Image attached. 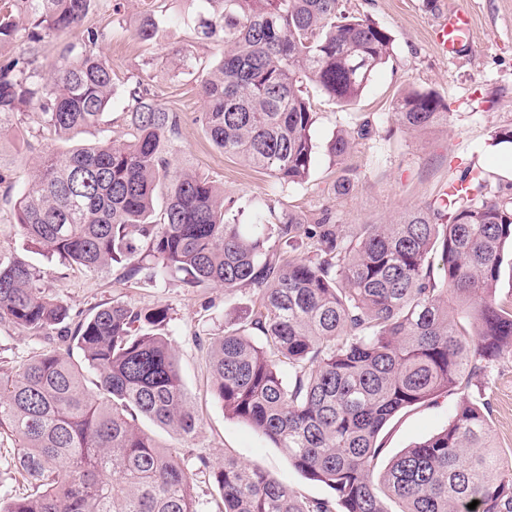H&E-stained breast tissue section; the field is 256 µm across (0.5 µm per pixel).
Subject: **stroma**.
<instances>
[{
  "label": "stroma",
  "mask_w": 512,
  "mask_h": 512,
  "mask_svg": "<svg viewBox=\"0 0 512 512\" xmlns=\"http://www.w3.org/2000/svg\"><path fill=\"white\" fill-rule=\"evenodd\" d=\"M352 14L369 17L392 40L388 62L371 78L355 104L329 99L316 85L308 96L317 114L312 128L314 160L308 180L280 188L260 170L224 155L208 140L196 116L203 109L197 78L220 57L224 47L192 40L190 31L204 11L203 0H175L157 36L139 41L134 28L139 16L155 8L156 0H96L83 27L73 30L78 41L86 29L103 31L98 43L117 82L143 76L162 103L181 116L175 141L177 156L196 171L222 183L224 195L242 207L241 223L255 217L274 223L291 212L312 222L329 212L333 223L348 230L359 224H387L408 209L434 198L466 167L493 173V194H512V175L502 170L495 149L496 131L512 126V0H345ZM472 17L468 42L457 56L439 51L430 36L449 8ZM431 90L449 105L448 119L419 132L401 127L392 102L405 89ZM369 120L368 136L357 139L343 161H334L329 144L337 134ZM66 142L41 129L37 114L0 132V153L7 164L0 172V254L17 257L44 273L46 293L67 304L72 315H88L119 299L138 306L162 304L171 309L165 331L177 352L187 400L199 417L195 434L181 437L149 420L141 428L159 443L188 460L208 457L213 463L231 455L269 474L303 497H328V489L305 479L288 462L282 449L250 426L228 417L215 398L208 363L212 338L244 317L254 303L250 288L232 292L220 288H186L180 283L152 281L145 276L123 283L115 271L90 273L51 265L15 224L13 205L33 174L39 156L62 151ZM353 179L350 194H337L338 179ZM57 336L39 337L0 321V368L8 370L38 352L59 347ZM468 394L488 401V422L496 450L512 451V354L502 356L473 376ZM459 394L438 398L436 404L398 413L379 435L385 457L439 432L459 401Z\"/></svg>",
  "instance_id": "35a3bbf8"
}]
</instances>
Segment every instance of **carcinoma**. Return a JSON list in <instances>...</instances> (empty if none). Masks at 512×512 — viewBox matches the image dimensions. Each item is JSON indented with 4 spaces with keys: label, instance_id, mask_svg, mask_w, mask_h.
I'll list each match as a JSON object with an SVG mask.
<instances>
[{
    "label": "carcinoma",
    "instance_id": "obj_1",
    "mask_svg": "<svg viewBox=\"0 0 512 512\" xmlns=\"http://www.w3.org/2000/svg\"><path fill=\"white\" fill-rule=\"evenodd\" d=\"M94 2L5 0L0 48L20 51L0 64V130L28 112L65 140L104 122L116 82L96 52L102 33L90 28L64 44L50 72L38 64L42 43L80 26ZM205 2L212 11L196 37L224 53L198 77V121L224 154L283 186L304 183L316 122L307 85L355 102L391 55L388 32L342 0ZM162 22L141 15L137 37L152 40ZM123 103L128 132L41 157L15 221L64 268L117 266L119 282L145 271L190 288L252 290L248 315L210 342L212 390L227 415L330 494L304 500L233 457L199 456L219 512H391L390 503L397 512H512V460L493 449L489 403L476 396L378 470V437L397 413L453 393L512 353V305L496 298L512 253V198L487 193L489 174L468 169L452 191L393 224L345 235L324 212L312 224L286 214L244 231L228 217L223 187L173 164L178 113L140 77L126 80ZM392 110L416 131L445 117L448 103L408 89ZM368 129L337 135L333 157ZM303 241L309 250L296 258ZM42 279L36 267L0 258V320L35 335L63 326L80 357L46 350L0 372V436L34 481L0 512H198L183 459L139 425L146 418L181 436L199 426L161 333L170 308L114 300L76 321Z\"/></svg>",
    "mask_w": 512,
    "mask_h": 512
}]
</instances>
